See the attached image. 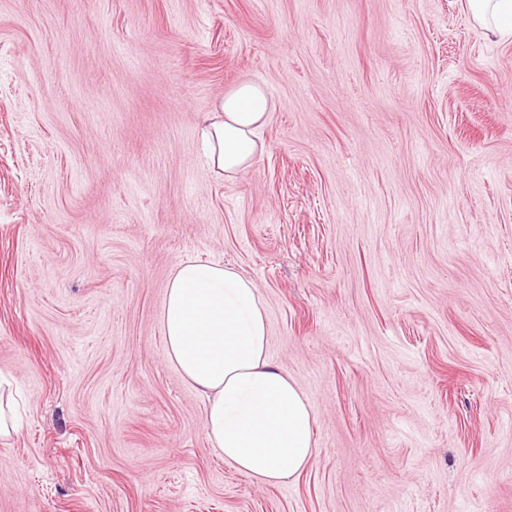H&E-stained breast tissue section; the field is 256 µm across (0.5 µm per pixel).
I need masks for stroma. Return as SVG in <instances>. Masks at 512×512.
<instances>
[{"label": "stroma", "mask_w": 512, "mask_h": 512, "mask_svg": "<svg viewBox=\"0 0 512 512\" xmlns=\"http://www.w3.org/2000/svg\"><path fill=\"white\" fill-rule=\"evenodd\" d=\"M467 0H0V512H512V37ZM261 81L252 168L204 115ZM234 268L314 457L264 486L168 362ZM13 378L0 372V439L20 429L13 400Z\"/></svg>", "instance_id": "obj_1"}]
</instances>
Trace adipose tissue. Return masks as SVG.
<instances>
[{"instance_id": "ef3b65f1", "label": "adipose tissue", "mask_w": 512, "mask_h": 512, "mask_svg": "<svg viewBox=\"0 0 512 512\" xmlns=\"http://www.w3.org/2000/svg\"><path fill=\"white\" fill-rule=\"evenodd\" d=\"M489 34L512 36V0H467ZM271 102L246 81L225 93L202 127L204 156L226 175L249 170L263 149L259 131ZM161 324L168 361L207 401L204 429L239 471L267 485L300 475L314 455V413L300 389L268 357L269 319L254 283L194 259L179 262Z\"/></svg>"}]
</instances>
